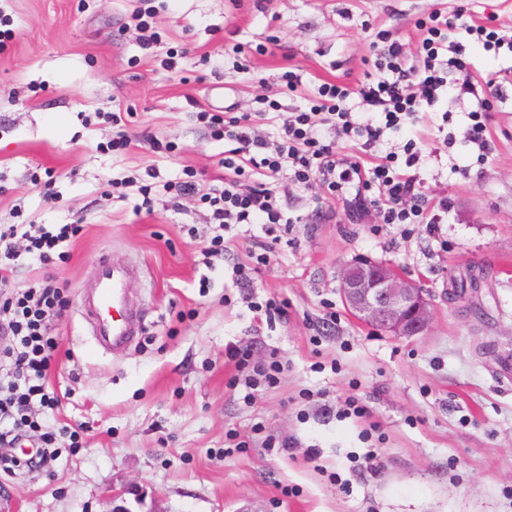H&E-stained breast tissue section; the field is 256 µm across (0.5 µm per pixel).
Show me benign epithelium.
Segmentation results:
<instances>
[{
  "mask_svg": "<svg viewBox=\"0 0 512 512\" xmlns=\"http://www.w3.org/2000/svg\"><path fill=\"white\" fill-rule=\"evenodd\" d=\"M340 297L357 319L391 336L411 338L432 326L430 289L390 264L363 260L340 271Z\"/></svg>",
  "mask_w": 512,
  "mask_h": 512,
  "instance_id": "obj_1",
  "label": "benign epithelium"
}]
</instances>
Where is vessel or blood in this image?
<instances>
[{
  "mask_svg": "<svg viewBox=\"0 0 512 512\" xmlns=\"http://www.w3.org/2000/svg\"><path fill=\"white\" fill-rule=\"evenodd\" d=\"M97 275L89 295L82 304V314L100 342L121 350L140 335L139 312L128 293L127 285L137 276V269L126 263L100 257Z\"/></svg>",
  "mask_w": 512,
  "mask_h": 512,
  "instance_id": "obj_1",
  "label": "vessel or blood"
}]
</instances>
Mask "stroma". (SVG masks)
Instances as JSON below:
<instances>
[{"label":"stroma","mask_w":512,"mask_h":512,"mask_svg":"<svg viewBox=\"0 0 512 512\" xmlns=\"http://www.w3.org/2000/svg\"><path fill=\"white\" fill-rule=\"evenodd\" d=\"M162 41L142 49L133 16L142 0H0L12 37L0 45V224L13 219L83 229L66 259H22L9 276L25 288L45 275L68 287L69 307L52 333L61 352L50 384L59 403L42 422L55 437L51 469L0 472V512H111L106 488L126 489L131 512H512V382L497 374L512 357V49L485 48L452 28L468 75L494 82L490 109L478 97L442 90L434 106L386 131L373 153L422 150L418 172L431 202L448 201V221L376 224L325 188L289 187L281 239L262 225L226 231L224 263L209 270L204 207L173 211L165 183L192 167L223 178L224 143L195 120L188 98L208 103L223 85L225 104L245 108L281 75L300 70L284 107L303 103L326 80L354 85L373 74L371 43L385 30L420 64L418 18L434 10L512 32V0H154ZM245 48L237 54L231 49ZM178 53L175 72L158 58ZM481 111L490 150L478 161L467 140ZM103 112H129L133 147L107 151ZM174 142L156 153L152 142ZM155 169L152 212L138 210L112 182ZM55 178L59 201L42 181ZM259 299L285 314L270 322L240 296L232 269L252 254ZM141 267L129 288L142 334L122 354L99 349L79 303L100 256ZM358 259L387 262L432 288L434 321L423 336L397 338L354 319L339 294V272ZM475 277L466 302L452 282ZM288 366L276 387L252 397L234 387L230 345ZM366 417L339 416L347 396ZM382 435L381 463L361 467ZM301 443L273 454L255 432ZM251 441L225 453L228 434ZM78 447H71V439ZM315 446L307 459L302 449Z\"/></svg>","instance_id":"35a3bbf8"}]
</instances>
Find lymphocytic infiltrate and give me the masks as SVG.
<instances>
[{"label":"lymphocytic infiltrate","mask_w":512,"mask_h":512,"mask_svg":"<svg viewBox=\"0 0 512 512\" xmlns=\"http://www.w3.org/2000/svg\"><path fill=\"white\" fill-rule=\"evenodd\" d=\"M450 24L438 11L417 21L422 33L423 66L419 69L406 66L399 39L387 37L374 44L375 77L355 87L321 83L306 105L285 117L273 137L260 134L256 123L281 112L279 92L256 96L244 112H217L194 104L201 127L226 144L224 183L207 184L195 169L188 168L183 180L172 186L171 198L177 203L190 197L206 208L212 234L203 251L205 265L213 270L223 260L225 229L262 224L271 232L286 223L281 200L292 183L305 188L319 183L333 193L362 187L365 200L383 224L445 223L447 202L429 203L413 172L421 158L416 142H406L399 159L375 161L368 149L386 130L415 119L424 106L435 102L438 90L447 83L439 71L442 63L459 71L460 94H477L478 85L463 74L460 59H440ZM354 96L379 114L377 123L353 119L347 101ZM325 124L333 128L335 139L320 137L319 128ZM341 144L349 145V152L339 153ZM284 172L289 175L285 185L278 181ZM79 229L75 222L0 226V444L19 442L27 433L38 431L39 412L58 401L46 381L59 346L50 326L68 306V288L55 277H44L16 291L7 285L9 274L24 256L44 266L52 264L58 248ZM226 358L239 371L238 384L248 389L275 386L285 370L274 351L258 359L249 348L236 346L228 349Z\"/></svg>","instance_id":"1"}]
</instances>
